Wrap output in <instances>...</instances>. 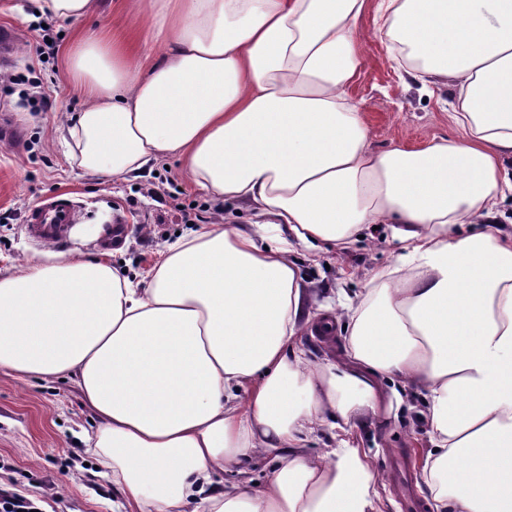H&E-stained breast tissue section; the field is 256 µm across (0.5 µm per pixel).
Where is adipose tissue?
I'll list each match as a JSON object with an SVG mask.
<instances>
[{
  "label": "adipose tissue",
  "mask_w": 512,
  "mask_h": 512,
  "mask_svg": "<svg viewBox=\"0 0 512 512\" xmlns=\"http://www.w3.org/2000/svg\"><path fill=\"white\" fill-rule=\"evenodd\" d=\"M365 4L144 0L163 60L132 65L99 36L69 52L89 103L67 134L88 175L179 155L269 241L202 225L144 288L56 250L0 273V371L77 384L98 421L87 450L127 512H377L367 450L305 445L321 414H377L392 375L425 391L436 512H512V0H379L402 72L448 87L457 131L384 151L347 93ZM376 224L403 253L346 304L347 363L308 367L290 255L348 250ZM260 452L282 458L265 486L243 474L217 491L218 471Z\"/></svg>",
  "instance_id": "1"
}]
</instances>
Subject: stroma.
Returning a JSON list of instances; mask_svg holds the SVG:
<instances>
[{
	"instance_id": "obj_1",
	"label": "stroma",
	"mask_w": 512,
	"mask_h": 512,
	"mask_svg": "<svg viewBox=\"0 0 512 512\" xmlns=\"http://www.w3.org/2000/svg\"><path fill=\"white\" fill-rule=\"evenodd\" d=\"M150 24L139 0H102L100 10L83 20L56 21L60 37L55 53L42 63L30 50L40 31L29 0H0V29L14 30L20 38L10 70L23 77L11 88H0V117L23 132L18 144L0 143L1 273L40 254L42 246L28 235L26 219L29 210L49 197L69 198L82 207L81 219L58 244V251L92 252L91 239L98 230L124 220L125 238L113 247L109 260L140 280L156 263L163 245L177 234H188L202 224L256 223L245 205L228 202L215 209L176 156L138 173L107 179L85 174L68 158L63 128L68 117L86 105L81 87L65 74L68 50L88 35H106L147 65L165 51L149 38ZM358 49L362 66L348 93L359 106L374 149H417L433 138L454 136L446 113L447 88L425 90L401 78L370 6L358 21ZM34 78L45 84L47 107L33 105L25 95ZM166 170L173 184L163 185L159 194H147L146 186ZM176 199L188 206L192 221L174 210ZM401 252V245L380 228L369 230L341 254L326 248L293 254L307 287L298 336L307 361H345L344 332L338 329L326 336L316 332V323L328 308L337 306L340 296L363 292L373 273L395 263ZM379 385L385 395L381 410L357 423L348 438L368 451L378 471L389 456L411 450L415 493L425 512H435L420 476L431 447L430 429L418 413L420 392L395 378L380 379ZM95 428V417L72 380H21L0 372V485L13 486L42 512H123L111 481L100 475L96 458L80 440L82 430Z\"/></svg>"
}]
</instances>
